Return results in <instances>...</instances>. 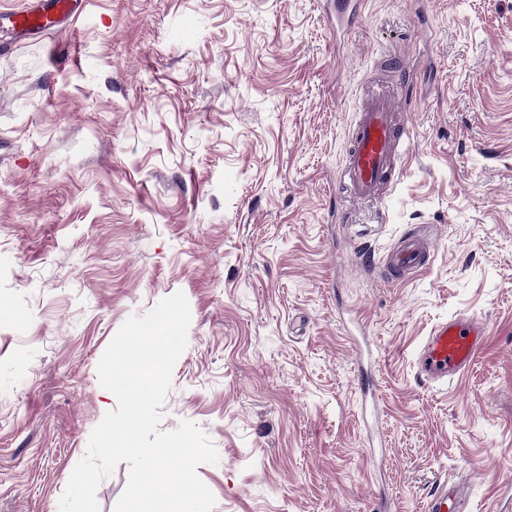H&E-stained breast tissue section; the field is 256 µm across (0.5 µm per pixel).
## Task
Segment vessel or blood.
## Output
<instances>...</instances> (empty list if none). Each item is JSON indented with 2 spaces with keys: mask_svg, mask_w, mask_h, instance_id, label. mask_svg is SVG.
<instances>
[{
  "mask_svg": "<svg viewBox=\"0 0 512 512\" xmlns=\"http://www.w3.org/2000/svg\"><path fill=\"white\" fill-rule=\"evenodd\" d=\"M73 0H45L41 9L16 17L23 28L49 29L59 17L71 15ZM407 153L396 118L393 94L376 90L361 103L350 146L342 167L341 185L362 203L379 200L383 188L392 185ZM430 250L420 239L402 238L386 258V267L400 277L424 269ZM483 321L458 315L434 326L415 355L417 375L430 383H447L462 376L486 342ZM460 491L440 483L430 491L425 512H454Z\"/></svg>",
  "mask_w": 512,
  "mask_h": 512,
  "instance_id": "b4317fda",
  "label": "vessel or blood"
}]
</instances>
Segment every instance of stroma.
Returning a JSON list of instances; mask_svg holds the SVG:
<instances>
[{
  "instance_id": "1",
  "label": "stroma",
  "mask_w": 512,
  "mask_h": 512,
  "mask_svg": "<svg viewBox=\"0 0 512 512\" xmlns=\"http://www.w3.org/2000/svg\"><path fill=\"white\" fill-rule=\"evenodd\" d=\"M0 0V512H59L116 408L97 365L133 315L183 292L188 345L160 430L195 422L212 512H512V0H80L59 31ZM399 64L383 72L385 59ZM399 99L398 182L354 204L338 177L364 94ZM427 268L384 278L405 233ZM487 339L421 381L430 329ZM366 323L383 444L359 422ZM483 321L456 315L434 326L415 355L417 375L429 383H448L462 376L486 342ZM460 495L457 487H448L447 482L439 483L430 491L426 501V512H455L454 501Z\"/></svg>"
}]
</instances>
